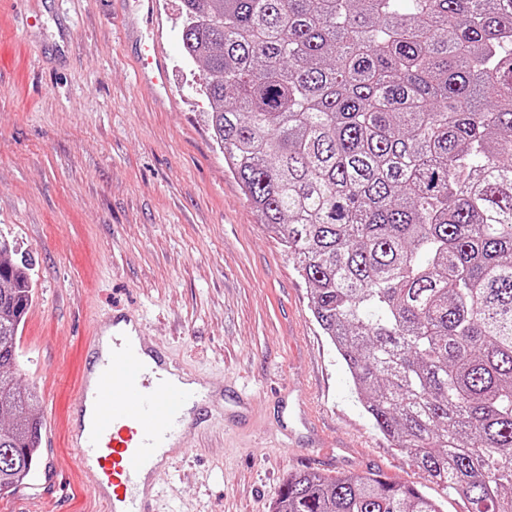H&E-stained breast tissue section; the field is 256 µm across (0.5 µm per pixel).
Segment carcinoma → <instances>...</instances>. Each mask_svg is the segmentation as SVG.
Listing matches in <instances>:
<instances>
[{
    "label": "carcinoma",
    "mask_w": 512,
    "mask_h": 512,
    "mask_svg": "<svg viewBox=\"0 0 512 512\" xmlns=\"http://www.w3.org/2000/svg\"><path fill=\"white\" fill-rule=\"evenodd\" d=\"M211 137L297 259L375 428L467 512H512V0H184ZM30 268L0 237V496L42 423L14 375ZM274 512H442L378 472Z\"/></svg>",
    "instance_id": "carcinoma-1"
}]
</instances>
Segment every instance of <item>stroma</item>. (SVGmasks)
I'll use <instances>...</instances> for the list:
<instances>
[{"mask_svg": "<svg viewBox=\"0 0 512 512\" xmlns=\"http://www.w3.org/2000/svg\"><path fill=\"white\" fill-rule=\"evenodd\" d=\"M131 0H34L0 19V236L32 258L16 373L39 396L38 471L0 512H104L68 442L90 325L118 302L216 390L197 448L156 478L162 512H273L290 475L380 471L465 512L380 434L311 312V288L211 138L182 0H159L172 108L135 80Z\"/></svg>", "mask_w": 512, "mask_h": 512, "instance_id": "obj_1", "label": "stroma"}]
</instances>
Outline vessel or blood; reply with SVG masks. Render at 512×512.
<instances>
[{
    "instance_id": "b4317fda",
    "label": "vessel or blood",
    "mask_w": 512,
    "mask_h": 512,
    "mask_svg": "<svg viewBox=\"0 0 512 512\" xmlns=\"http://www.w3.org/2000/svg\"><path fill=\"white\" fill-rule=\"evenodd\" d=\"M138 79L156 91L158 106L172 103L167 53L159 39L145 44ZM143 320L125 314L94 322L90 353L73 406L79 414L70 446L84 484L108 512H157L155 489L141 487L142 472L155 465V451L187 452L195 432L185 411L214 415L220 402L176 382L177 368L160 349L130 339Z\"/></svg>"
}]
</instances>
